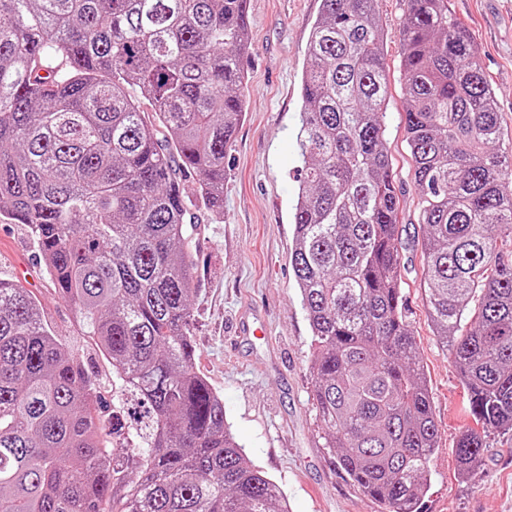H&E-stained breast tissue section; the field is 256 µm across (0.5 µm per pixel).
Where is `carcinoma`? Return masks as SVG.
<instances>
[{
    "mask_svg": "<svg viewBox=\"0 0 512 512\" xmlns=\"http://www.w3.org/2000/svg\"><path fill=\"white\" fill-rule=\"evenodd\" d=\"M248 3L0 0V216L29 226L112 379L108 399L33 294L0 279V512H289L195 367L191 208L224 215ZM376 3L321 0L292 267L326 447L382 512H421L439 429L406 322ZM408 3L424 290L478 425L456 443L468 474L488 432L512 431V151L448 0Z\"/></svg>",
    "mask_w": 512,
    "mask_h": 512,
    "instance_id": "carcinoma-1",
    "label": "carcinoma"
}]
</instances>
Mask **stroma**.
<instances>
[{
    "instance_id": "obj_1",
    "label": "stroma",
    "mask_w": 512,
    "mask_h": 512,
    "mask_svg": "<svg viewBox=\"0 0 512 512\" xmlns=\"http://www.w3.org/2000/svg\"><path fill=\"white\" fill-rule=\"evenodd\" d=\"M321 0H250L252 45L243 59L245 118L224 154V216L203 204L192 249L198 264L195 366L224 400L231 430L273 479L290 512H380L336 463L312 404L311 329L294 277L293 213L301 157V79ZM469 29L495 88L503 145L512 148V0H449ZM385 30L389 103L384 138L400 193L401 274L409 329L422 360L440 438L423 512H512V432H493L471 477L458 474L455 444L473 421L451 352L435 336L424 293L421 195L412 179L401 87L400 39L406 0H378ZM0 278L28 288L62 336L82 324L60 299L27 225L0 219ZM269 336H240L242 322Z\"/></svg>"
}]
</instances>
